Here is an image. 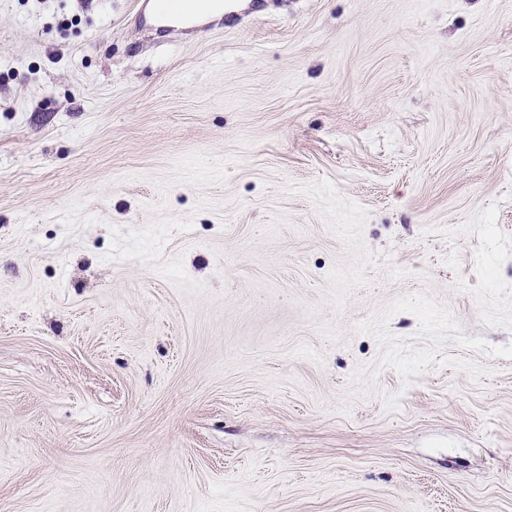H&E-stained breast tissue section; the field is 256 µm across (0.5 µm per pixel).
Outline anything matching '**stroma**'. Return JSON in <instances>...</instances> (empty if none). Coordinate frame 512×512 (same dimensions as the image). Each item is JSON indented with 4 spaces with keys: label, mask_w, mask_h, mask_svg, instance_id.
<instances>
[{
    "label": "stroma",
    "mask_w": 512,
    "mask_h": 512,
    "mask_svg": "<svg viewBox=\"0 0 512 512\" xmlns=\"http://www.w3.org/2000/svg\"><path fill=\"white\" fill-rule=\"evenodd\" d=\"M0 0V512H512V0ZM214 15L224 16L225 28L235 27L245 20L234 12L224 14L223 0H156L155 11L149 19L159 27L176 24L186 30L200 18Z\"/></svg>",
    "instance_id": "1"
}]
</instances>
